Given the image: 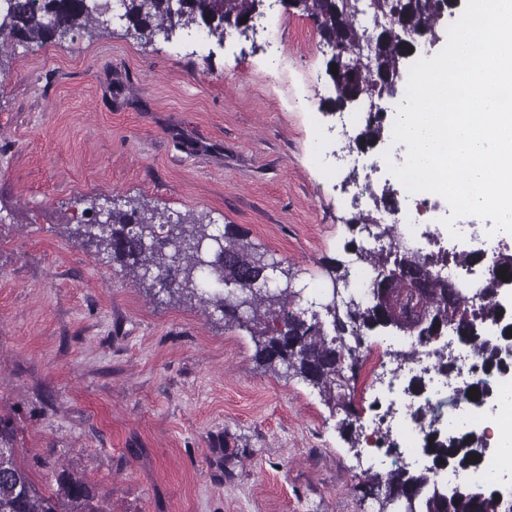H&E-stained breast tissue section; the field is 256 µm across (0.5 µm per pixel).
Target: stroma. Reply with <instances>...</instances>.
I'll use <instances>...</instances> for the list:
<instances>
[{"label": "stroma", "instance_id": "obj_1", "mask_svg": "<svg viewBox=\"0 0 512 512\" xmlns=\"http://www.w3.org/2000/svg\"><path fill=\"white\" fill-rule=\"evenodd\" d=\"M246 39L123 22L0 49V420L40 491L67 469L105 512H378L318 390L265 369L213 304L152 296L72 231L95 200L227 228L323 299L350 262L351 170L312 18Z\"/></svg>", "mask_w": 512, "mask_h": 512}]
</instances>
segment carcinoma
<instances>
[{"label":"carcinoma","instance_id":"cac0c4a2","mask_svg":"<svg viewBox=\"0 0 512 512\" xmlns=\"http://www.w3.org/2000/svg\"><path fill=\"white\" fill-rule=\"evenodd\" d=\"M260 0H198L173 16L172 0H119L118 20L127 24L125 34L150 40L156 33L168 34L173 25L188 32L198 29L202 37L224 39V33L253 12ZM447 0H370L371 25L361 23L358 0H295L294 8L315 20L319 35L330 37L347 57L352 75L328 99L339 107L351 95L377 99L388 93L403 66V28L428 36L440 20ZM404 18L405 27L392 22ZM112 5L98 0H4L0 3V44L9 42L65 41L77 30L89 37L112 31ZM385 27L386 50L375 62L360 60L359 48L366 33ZM384 118L366 119L363 143L383 140ZM90 218L78 225L76 235L106 252L110 260L140 273L146 293L160 291L169 297L199 298L224 311V318L238 322L251 333L255 357L272 371L297 377L317 388L332 404L340 419L342 436L352 448L360 445L361 432L355 407V384L359 372L358 348L372 336H408L420 342L436 324L448 326L458 339L482 354L487 369L503 371L504 343L512 337V322L506 311L493 304L469 306L467 289L458 281L435 273L425 275L424 286L412 288L422 273L427 254L419 249L399 251L394 247L360 248L359 259L374 270L376 300L347 302L334 314L312 300L310 314L299 309L302 290L293 288L288 271L285 283L270 276L271 264L255 255L249 243L224 233V244L209 259L214 233L210 225L177 218L166 220L174 250L162 245L155 230L161 215L131 200L112 206L104 223H98L95 207L85 209ZM452 262L472 270L483 262L473 251L455 252ZM409 269L407 279L386 284L385 272L396 264ZM492 278L512 277V254H502L488 268ZM331 324L334 335L325 330ZM13 429L0 428V512H104L96 491L68 471L59 473L57 489L45 494L18 464ZM425 451L433 459L466 471L483 455L485 442L473 433L441 439L432 428ZM366 483L380 507L397 502L414 512H512V505L496 498L494 487H473L459 481L455 498L445 501L427 484L423 471L399 465L386 473H367Z\"/></svg>","mask_w":512,"mask_h":512}]
</instances>
